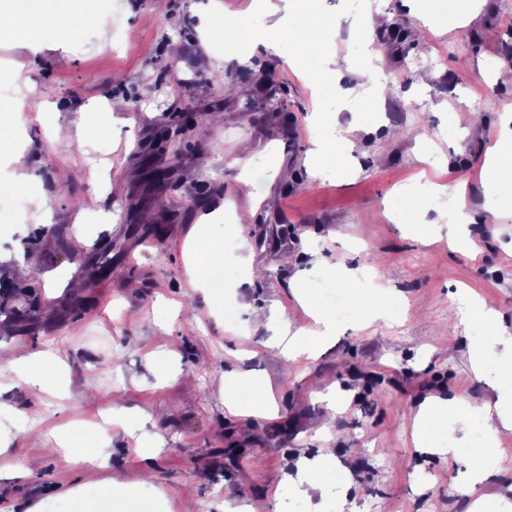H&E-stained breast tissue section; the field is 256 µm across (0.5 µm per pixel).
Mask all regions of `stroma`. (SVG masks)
<instances>
[{"instance_id": "1", "label": "stroma", "mask_w": 512, "mask_h": 512, "mask_svg": "<svg viewBox=\"0 0 512 512\" xmlns=\"http://www.w3.org/2000/svg\"><path fill=\"white\" fill-rule=\"evenodd\" d=\"M91 15L77 36H48L32 47L18 33L0 35V105L43 94L55 117L46 134L34 112L10 131L15 149L0 150V254L24 255L26 280L0 268V512H332L334 497L359 512H470L458 483L467 455L450 460L419 447L415 419L428 398L465 396L479 406L493 395L491 377H476L470 350L482 342L489 363L503 351L495 331L466 330L473 298L499 314L512 333V215L485 209L483 164L501 116L512 113V0H485L459 25L452 0H306L289 8L292 25L317 15L336 30L337 51L363 39L380 53L376 79L387 87L381 112H362L337 87L312 80L319 58L293 69L287 52L241 43L229 68L234 93L212 83L224 41L211 32L215 13L252 14L255 0H70ZM384 24L365 32L363 13ZM442 18L428 42L395 41L418 12ZM182 18L179 28L164 25ZM136 38L124 40L127 27ZM428 55L427 87L414 84L410 60ZM287 100L288 109L272 105ZM475 104L481 126L466 134L451 114ZM208 118L189 133L179 156L158 146L161 113L185 107ZM337 122L313 126V112ZM106 112L111 133L79 139L83 115ZM357 120L351 171L343 184L317 176L308 162L314 141L336 123ZM248 146L266 171L260 195L238 179ZM152 150L170 168V184L145 195L140 158ZM22 152L21 190L15 152ZM466 183L475 217L470 252L435 249L405 233L385 211L395 189L416 183ZM56 199L49 216L33 203ZM205 199L192 207L193 197ZM231 202L252 221L229 236L224 253V312L205 296V260L187 237L201 212ZM56 227L57 236L47 235ZM86 244L75 249L76 238ZM263 267L246 284L240 257ZM370 268L388 280L399 303L390 318L340 323L316 357L292 356L271 331L249 322L238 305L282 314L293 328L313 321L295 296L306 281L319 289L323 264ZM34 289L37 322L19 331L9 303ZM49 350V385L28 386L12 369L19 347ZM265 379L276 419H252L249 431L224 404L221 386L236 374ZM338 410L326 420L327 395ZM126 409L112 423L113 401ZM36 414L33 423L26 414ZM74 432L109 439L100 468L69 466L58 440ZM235 448L249 449L235 459ZM323 460L321 490L304 496L301 460ZM481 495L502 496L512 512V460L487 458ZM140 490L125 499V487Z\"/></svg>"}]
</instances>
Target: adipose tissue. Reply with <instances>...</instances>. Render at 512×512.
Instances as JSON below:
<instances>
[{
	"label": "adipose tissue",
	"mask_w": 512,
	"mask_h": 512,
	"mask_svg": "<svg viewBox=\"0 0 512 512\" xmlns=\"http://www.w3.org/2000/svg\"><path fill=\"white\" fill-rule=\"evenodd\" d=\"M258 8L268 20L261 42L274 50L288 49L292 62L308 59L317 51H325V74L328 78L342 80L352 75L356 83L351 92L360 101L362 108L379 104L385 92L383 83L372 75V61L378 51L371 42H363L357 54L328 52L334 34L329 27L317 21H309L308 34L302 35L288 26L287 18L279 14L276 0H260ZM89 19L76 8L64 12L46 9L44 0H29L26 8H19L14 0H0V31L19 29L24 31L32 44H39L44 34L75 35L83 31ZM356 126L347 123L337 126L334 141L316 142L310 155L311 164L321 175L338 176L347 156L355 149L352 137ZM485 168L489 173L484 183L487 199L486 209L495 216L512 213V194L501 191V183L512 181V115L504 114L498 139L486 152ZM434 196L452 195V217L445 224H429L425 236L445 237L449 250L462 252L469 247L468 226L474 218L465 203V185L454 186L438 182L428 186ZM217 212L203 215L192 230L199 241L210 273V291L215 307H222L220 288L224 284V235L239 232L238 224L226 225L224 232L208 233L210 223L216 221ZM239 389L236 393L225 394L224 403L232 414L250 417L276 418L277 407L270 397L265 381L246 374L238 375ZM494 400L472 409L470 402L462 396L448 400L428 399L417 415V442L420 446L437 449L449 457H456L461 437L457 428H468L478 424L482 431L484 453L497 459L512 457V448L500 443L497 434L502 424L512 423V359L503 361L495 371Z\"/></svg>",
	"instance_id": "adipose-tissue-1"
}]
</instances>
